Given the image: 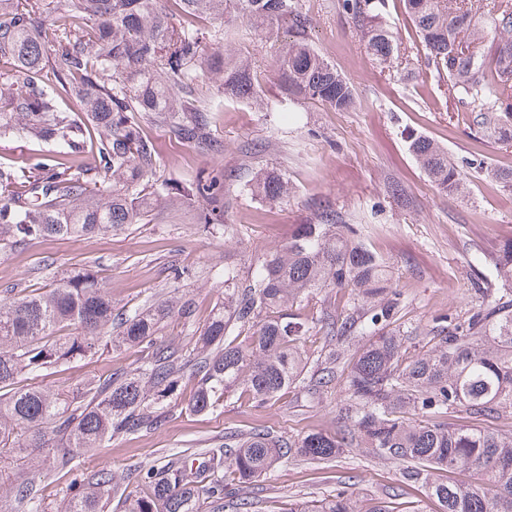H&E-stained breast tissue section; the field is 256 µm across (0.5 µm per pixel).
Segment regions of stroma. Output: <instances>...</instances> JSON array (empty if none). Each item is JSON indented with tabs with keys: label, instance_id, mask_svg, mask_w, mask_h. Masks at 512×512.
<instances>
[{
	"label": "stroma",
	"instance_id": "35a3bbf8",
	"mask_svg": "<svg viewBox=\"0 0 512 512\" xmlns=\"http://www.w3.org/2000/svg\"><path fill=\"white\" fill-rule=\"evenodd\" d=\"M299 4L309 20L310 42L351 83L355 109L333 112L286 95L279 86L275 43L228 0L223 19L212 28L228 30L229 52L246 58L258 73L264 108L221 102L213 119V133L224 143L218 156L198 151L168 130H149L159 146V175L179 181L197 172L223 171L222 223H199L198 203L182 201L155 210L147 223L109 235L0 247V290L47 288L75 264L94 262L112 294L113 308L130 312L171 296L191 300L192 323L169 320L156 336L157 344L183 352L224 299L225 267L250 277V256L285 245L296 225L317 223L321 210L329 208L355 225L361 240L391 267L399 291L395 318L408 347L421 349L438 324L467 318L482 291L499 285L492 258L502 241L512 238V190L473 168L467 172L468 195L440 193L408 153L403 133L414 129L433 138L455 162L478 153L486 165L501 167L512 166V142H481L479 133L457 122L401 0H389L387 21L397 37L399 57L385 71L367 54L341 0ZM262 166L285 175L287 198L269 202L250 194L248 181ZM393 183L404 188L407 204L390 197ZM111 339L110 332H102L96 354L39 373L34 384L70 392L95 376L136 372L141 365L138 348H119ZM193 391V381L184 379L157 429L112 437L82 454L74 473L42 482L44 512H60L73 475L103 468L129 492L144 494L139 473L173 456L203 453L222 443L231 429L269 426L297 438L349 427L342 410L345 392L338 385L317 395L291 386L261 407L235 395L204 413L187 409ZM233 491L250 502V512H288L290 504H312L340 491L393 500L398 512H438L425 488L406 484L401 465L369 448L345 449L328 462L286 457Z\"/></svg>",
	"mask_w": 512,
	"mask_h": 512
}]
</instances>
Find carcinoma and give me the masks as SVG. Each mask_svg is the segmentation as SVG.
Returning <instances> with one entry per match:
<instances>
[{
  "label": "carcinoma",
  "mask_w": 512,
  "mask_h": 512,
  "mask_svg": "<svg viewBox=\"0 0 512 512\" xmlns=\"http://www.w3.org/2000/svg\"><path fill=\"white\" fill-rule=\"evenodd\" d=\"M254 28L282 42L281 80L291 96L347 112L356 105L349 81L309 44L299 0H237ZM448 96L469 109L459 118L496 141L512 140V0H402ZM368 53L391 66L397 42L383 22L386 0H342ZM224 16V0H0V138L56 146L22 166L0 167V243L21 247L40 238L108 234L147 220L161 202L201 203L199 220L216 224L224 213V172L182 181L157 174L158 145L144 124L170 130L201 152L219 155L214 107L195 88L209 75L222 96L255 100L257 72L209 46L226 37L205 22ZM74 103L64 110L60 94ZM406 148L438 191H464V174L429 136L409 132ZM466 166L512 189V168ZM251 194L288 196L281 174L262 168ZM242 283L224 269V301L183 358L154 342L174 317L189 322L192 302L166 299L131 315L112 312V296L93 266L82 264L40 291L14 288L0 297V463L28 477L13 487V512H41V483L75 468V459L115 435H135L162 422L164 401L179 391L184 369L196 387L189 406L214 409L241 392L264 404L284 388L306 383L317 393L344 382L343 407L352 426L342 434L310 432L292 439L266 428L224 433V444L194 467L168 460L140 476L148 489L127 495L126 512H240L235 482L257 478L285 456L329 461L361 445L403 466L407 482L428 489L439 512H512V239L494 258L503 291L482 297L463 322L433 331L427 349L411 353L392 327L397 290L386 265L351 224L322 210L320 223L301 224L288 243L257 258ZM348 289L343 313L318 322L343 342H366L345 356L330 349L308 368L299 342L314 321L288 312L325 289ZM104 328L116 346L142 348L140 371L91 379L78 395L51 393L30 375L94 353ZM68 330L65 336L56 332ZM478 421L450 427L449 410ZM39 456L15 455L16 438ZM461 469L476 481L458 485L433 478ZM117 489L101 470L70 483L64 512H105ZM288 512H394L385 501L338 492L313 507Z\"/></svg>",
  "instance_id": "obj_1"
}]
</instances>
